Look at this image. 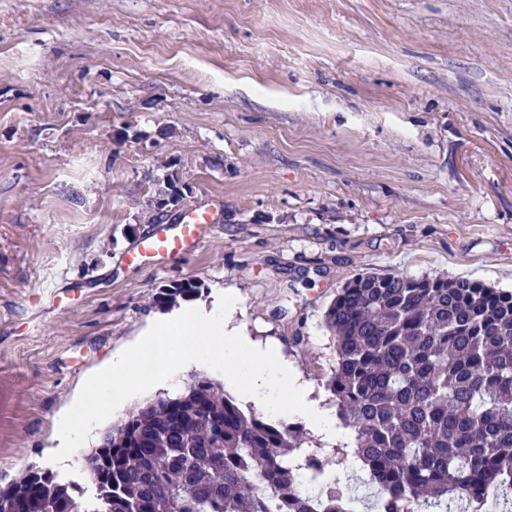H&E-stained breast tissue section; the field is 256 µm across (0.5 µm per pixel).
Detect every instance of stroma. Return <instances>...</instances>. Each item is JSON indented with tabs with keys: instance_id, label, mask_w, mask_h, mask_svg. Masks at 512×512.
<instances>
[{
	"instance_id": "stroma-1",
	"label": "stroma",
	"mask_w": 512,
	"mask_h": 512,
	"mask_svg": "<svg viewBox=\"0 0 512 512\" xmlns=\"http://www.w3.org/2000/svg\"><path fill=\"white\" fill-rule=\"evenodd\" d=\"M160 157L213 222L132 263ZM365 272L512 291V0H0V488L51 467L89 375L227 291L334 409L324 316Z\"/></svg>"
}]
</instances>
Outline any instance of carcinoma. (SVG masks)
Returning <instances> with one entry per match:
<instances>
[{"label": "carcinoma", "instance_id": "obj_1", "mask_svg": "<svg viewBox=\"0 0 512 512\" xmlns=\"http://www.w3.org/2000/svg\"><path fill=\"white\" fill-rule=\"evenodd\" d=\"M328 388L362 496L336 485L292 427L266 421L193 373L131 410L85 459L86 497L28 469L0 490L14 512H512V292L448 275L366 272L325 313Z\"/></svg>", "mask_w": 512, "mask_h": 512}]
</instances>
